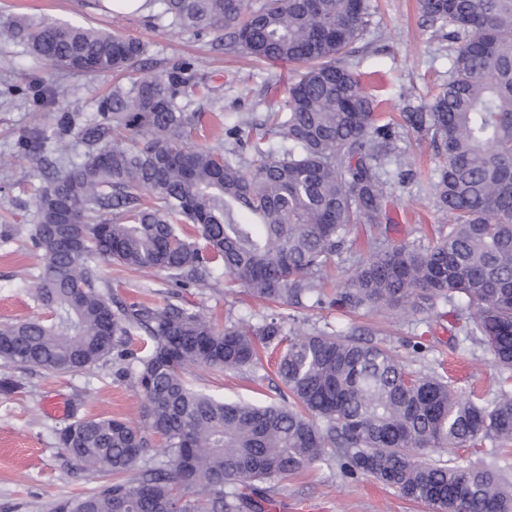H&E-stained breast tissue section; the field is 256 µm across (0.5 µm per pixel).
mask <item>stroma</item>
I'll return each instance as SVG.
<instances>
[{"instance_id":"stroma-1","label":"stroma","mask_w":512,"mask_h":512,"mask_svg":"<svg viewBox=\"0 0 512 512\" xmlns=\"http://www.w3.org/2000/svg\"><path fill=\"white\" fill-rule=\"evenodd\" d=\"M371 2L376 10L370 30L355 44L347 62L375 73L386 101L384 112L396 119L405 105L431 101L447 84L456 46L428 28L417 0ZM44 17L115 30L144 41L148 50L134 66L137 78L162 79L174 64L193 62L195 79L206 84L211 94L193 98L188 110L198 117L199 132L210 145L224 138L221 116L263 123L267 112L283 105L290 83L302 72L299 65L285 61L259 63L226 54L213 35L184 33L154 7L133 15L113 13L103 0H0V21ZM118 83L109 74L57 70L31 55L22 43L0 42V225L26 228L37 221L35 200L45 178L23 150L22 141L52 134L66 112L85 124ZM401 147L405 162L413 166V176L390 188L388 236L395 242H422L448 222L424 190L437 163L436 152L429 136L409 127L403 130ZM39 268V257L31 248L14 243L0 250V322L41 315L27 292ZM102 272L113 298L124 304L167 299L220 323L254 326L282 315L295 328L333 329L391 347L410 371L446 372L459 392L473 386L489 395L497 390L499 373L490 353L458 333L451 317L281 309L260 304L242 289L225 288L220 275L178 288L161 273L134 272L112 263L103 264ZM117 369L112 359L67 375L0 362V378L20 384L14 393L0 392V512H52L56 502L100 484L99 475L84 470L60 448L57 433L74 418L91 415L139 423L143 395L133 381L118 376ZM188 377L210 394L257 405L277 401L281 385L270 360L255 376L192 367ZM274 499L272 512H432L426 504L406 500L372 478L347 476L335 458L281 480Z\"/></svg>"}]
</instances>
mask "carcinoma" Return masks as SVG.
I'll return each mask as SVG.
<instances>
[{
	"instance_id": "1",
	"label": "carcinoma",
	"mask_w": 512,
	"mask_h": 512,
	"mask_svg": "<svg viewBox=\"0 0 512 512\" xmlns=\"http://www.w3.org/2000/svg\"><path fill=\"white\" fill-rule=\"evenodd\" d=\"M187 33L221 32L227 54L305 66L281 110L237 120L225 136L249 151L194 146L181 101L201 83L183 62L164 80L116 87L78 130L86 160L46 177L27 238L40 318L0 323V359L72 374L108 357L141 389L142 430L86 416L59 446L106 480L54 512H266L276 482L330 457L433 512H512V0H419L426 24L457 44L448 84L402 113L440 162L427 193L448 223L425 243L367 240L368 257L329 294L327 268L356 224L389 220V179L409 176L397 123L362 74L343 63L369 32L370 0H155ZM53 67L121 74L146 44L57 20L0 22ZM71 117L54 132L68 152ZM148 191L154 202L142 203ZM162 272L187 287L220 271L224 287L279 305L468 311L465 336L503 373L496 395L464 396L441 375L414 374L391 349L334 330L218 327L166 302L114 306L100 262ZM143 337L140 351L127 348ZM282 348L281 402L226 401L187 367L257 373V344ZM165 459L143 463L149 432ZM491 441L492 461L423 460Z\"/></svg>"
}]
</instances>
